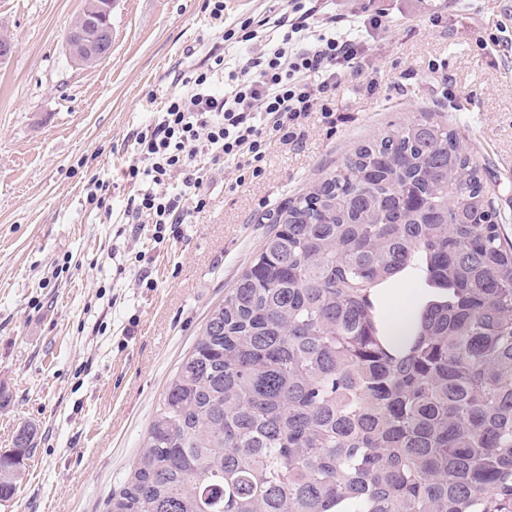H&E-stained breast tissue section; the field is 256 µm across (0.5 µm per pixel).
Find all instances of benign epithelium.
Here are the masks:
<instances>
[{"instance_id":"1","label":"benign epithelium","mask_w":512,"mask_h":512,"mask_svg":"<svg viewBox=\"0 0 512 512\" xmlns=\"http://www.w3.org/2000/svg\"><path fill=\"white\" fill-rule=\"evenodd\" d=\"M114 0H85L83 10L68 26L64 46L75 62L97 63L112 51Z\"/></svg>"}]
</instances>
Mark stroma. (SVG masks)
Segmentation results:
<instances>
[{"label": "stroma", "mask_w": 512, "mask_h": 512, "mask_svg": "<svg viewBox=\"0 0 512 512\" xmlns=\"http://www.w3.org/2000/svg\"><path fill=\"white\" fill-rule=\"evenodd\" d=\"M378 2L393 23L367 58L374 88L336 97L349 122L330 133L311 114L299 146L272 147L264 175L236 192L224 190L233 169L214 167L206 211L157 244L122 218L133 131L222 29L288 0H224L220 20L207 0H116L112 52L91 68L63 49L84 0H0V32L15 45L0 63V454L22 428L35 432L0 512H106L172 374L276 211L388 123L446 113L512 238V0ZM485 31L501 46L480 48ZM95 176L111 214L86 201Z\"/></svg>", "instance_id": "1"}]
</instances>
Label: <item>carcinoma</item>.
<instances>
[{"label": "carcinoma", "mask_w": 512, "mask_h": 512, "mask_svg": "<svg viewBox=\"0 0 512 512\" xmlns=\"http://www.w3.org/2000/svg\"><path fill=\"white\" fill-rule=\"evenodd\" d=\"M495 218L441 113L356 146L278 212L106 512H512V241ZM395 281L414 289L397 309L378 301ZM33 439L0 455L1 501Z\"/></svg>", "instance_id": "1"}]
</instances>
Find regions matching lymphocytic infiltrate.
<instances>
[{
  "mask_svg": "<svg viewBox=\"0 0 512 512\" xmlns=\"http://www.w3.org/2000/svg\"><path fill=\"white\" fill-rule=\"evenodd\" d=\"M390 23L368 2L339 14L333 0H290L287 12L224 31L222 41L239 47L234 64L214 55L133 132L126 223L152 225L155 243H163L166 229L208 206L214 166L236 171L227 185L233 191L264 174L272 145H296L311 113L335 129L338 91L372 79L367 35L387 33Z\"/></svg>",
  "mask_w": 512,
  "mask_h": 512,
  "instance_id": "f902f5d3",
  "label": "lymphocytic infiltrate"
}]
</instances>
